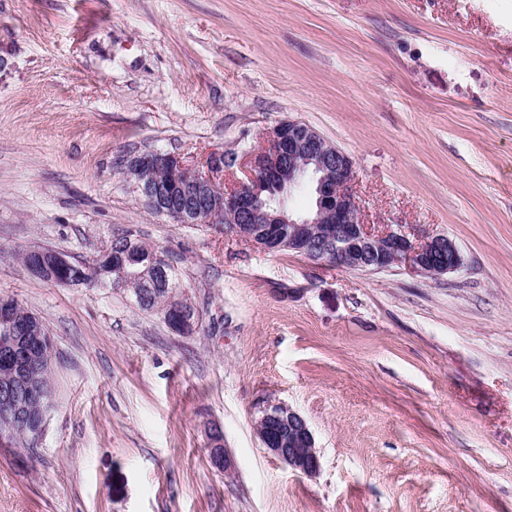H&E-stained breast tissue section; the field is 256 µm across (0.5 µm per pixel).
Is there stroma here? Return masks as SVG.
<instances>
[{
  "label": "stroma",
  "instance_id": "1",
  "mask_svg": "<svg viewBox=\"0 0 512 512\" xmlns=\"http://www.w3.org/2000/svg\"><path fill=\"white\" fill-rule=\"evenodd\" d=\"M288 119L352 158L367 223L447 235L462 269L268 253L125 174ZM124 235L178 259L196 332L21 259ZM1 296L45 324L54 400L34 447L0 439V512H512V0H0ZM279 403L315 475L262 446ZM275 420L288 426V431L274 438H266L265 422ZM257 433L263 446L295 471L312 476L320 469V459L315 450L313 433L306 419L298 412L283 405L267 407L257 424ZM220 426L211 424L208 427V437L210 440V459L215 468L220 471L228 472L232 467V461L224 448L223 440H216L215 436L220 433Z\"/></svg>",
  "mask_w": 512,
  "mask_h": 512
}]
</instances>
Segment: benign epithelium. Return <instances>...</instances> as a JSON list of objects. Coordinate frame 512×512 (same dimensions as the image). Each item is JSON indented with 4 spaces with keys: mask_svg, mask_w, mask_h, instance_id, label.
<instances>
[{
    "mask_svg": "<svg viewBox=\"0 0 512 512\" xmlns=\"http://www.w3.org/2000/svg\"><path fill=\"white\" fill-rule=\"evenodd\" d=\"M165 167L175 188L193 193L197 219L216 224L215 214L224 213V222L238 236L245 235L244 224H286L288 234L272 237L260 232L249 242L265 251L274 244L288 243L315 257L317 263H332L354 271H381L392 264L407 263L417 273L437 277L455 272L462 258L455 243L446 235L410 236L390 225L378 229L366 224L354 191L355 172L350 157L322 140L312 127L296 121L279 122L270 128L264 144L249 157L245 179L231 188L218 181L224 172V155H213L205 167L190 164L179 155L157 152L136 157L129 163L127 176L136 188L145 171ZM309 181L317 196L314 215H297L286 206L291 191ZM180 330L191 333L199 326L192 309L172 310ZM0 324L9 340L3 344L11 355L13 380L0 386V419L18 424L28 440L36 442L47 421L44 399L50 388H31L22 382L38 365V351L50 339L44 325L36 319L20 322L13 303L0 301ZM220 426L210 425V459L215 468L227 472L232 461L223 441L216 439ZM263 446L293 470L312 476L320 469L313 433L306 419L283 406L267 407L257 424Z\"/></svg>",
    "mask_w": 512,
    "mask_h": 512,
    "instance_id": "1",
    "label": "benign epithelium"
}]
</instances>
